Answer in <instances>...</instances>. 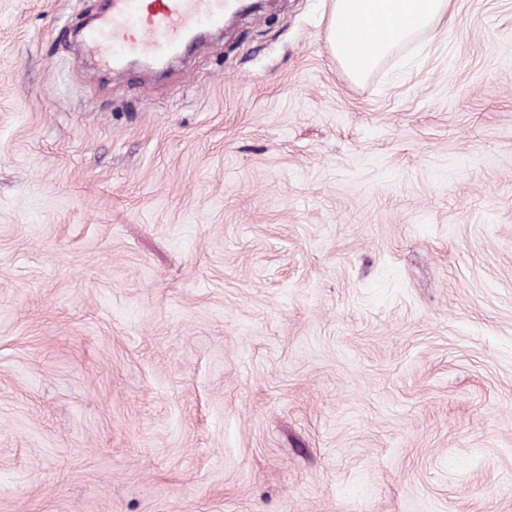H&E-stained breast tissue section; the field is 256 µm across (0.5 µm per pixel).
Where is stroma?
<instances>
[{"mask_svg": "<svg viewBox=\"0 0 512 512\" xmlns=\"http://www.w3.org/2000/svg\"><path fill=\"white\" fill-rule=\"evenodd\" d=\"M331 5L0 0V512H512V0L361 83ZM236 0H108L83 35L101 71L120 72L132 60L177 56L203 29H221Z\"/></svg>", "mask_w": 512, "mask_h": 512, "instance_id": "35a3bbf8", "label": "stroma"}]
</instances>
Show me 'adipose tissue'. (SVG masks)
Instances as JSON below:
<instances>
[{
	"instance_id": "1",
	"label": "adipose tissue",
	"mask_w": 512,
	"mask_h": 512,
	"mask_svg": "<svg viewBox=\"0 0 512 512\" xmlns=\"http://www.w3.org/2000/svg\"><path fill=\"white\" fill-rule=\"evenodd\" d=\"M449 0H333L327 40L342 70L364 79L397 46L448 25Z\"/></svg>"
}]
</instances>
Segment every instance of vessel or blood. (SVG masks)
<instances>
[{
  "mask_svg": "<svg viewBox=\"0 0 512 512\" xmlns=\"http://www.w3.org/2000/svg\"><path fill=\"white\" fill-rule=\"evenodd\" d=\"M232 0H108L83 35V44L105 72L132 60L179 55L205 29H220Z\"/></svg>",
  "mask_w": 512,
  "mask_h": 512,
  "instance_id": "b4317fda",
  "label": "vessel or blood"
}]
</instances>
